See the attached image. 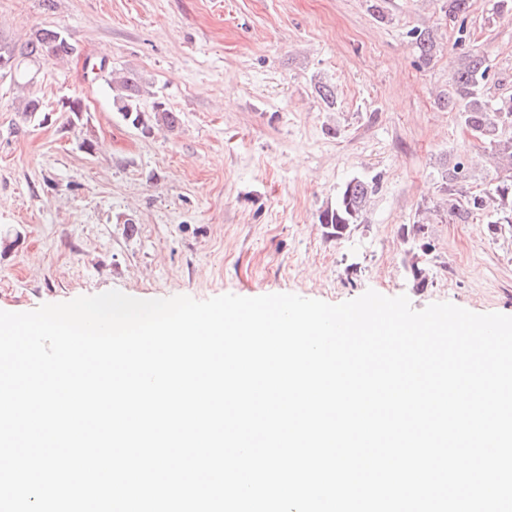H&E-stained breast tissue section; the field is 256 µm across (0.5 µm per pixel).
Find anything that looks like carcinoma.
Returning a JSON list of instances; mask_svg holds the SVG:
<instances>
[{
  "label": "carcinoma",
  "mask_w": 512,
  "mask_h": 512,
  "mask_svg": "<svg viewBox=\"0 0 512 512\" xmlns=\"http://www.w3.org/2000/svg\"><path fill=\"white\" fill-rule=\"evenodd\" d=\"M468 8L469 0H445V15L450 20L464 16ZM411 38L424 59L432 58L439 51V45L429 31L415 29ZM74 53L76 48L60 30L44 26L36 29L19 49L0 39V74H19L27 58H63ZM488 78L489 69L484 57L469 54L453 68L450 90L440 102L448 111L458 113L462 124L473 135L489 144L495 160L496 186L488 195L469 191V168L458 160L448 167L442 179L444 191L448 192L449 217L464 222L471 214L486 210L495 233L500 225L512 224V94L489 104L482 93ZM109 85L112 108L127 124L148 134L156 128L173 131L178 127L179 115L161 102L155 103L150 112L141 110L143 88L137 73L126 71L113 75ZM374 191V184L351 179L337 194L335 204L321 211L319 223L326 225L330 234L338 238L345 236L360 223L368 197Z\"/></svg>",
  "instance_id": "cac0c4a2"
}]
</instances>
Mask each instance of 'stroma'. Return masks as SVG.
Here are the masks:
<instances>
[{
  "mask_svg": "<svg viewBox=\"0 0 512 512\" xmlns=\"http://www.w3.org/2000/svg\"><path fill=\"white\" fill-rule=\"evenodd\" d=\"M494 3L470 0L460 44L443 0H0V38L52 26L78 48L28 63L26 87L0 78V310L113 289L332 304L371 289L417 310L512 315V226L490 231L482 213L452 222L441 178L463 158L471 191L492 187L489 148L437 99L473 51L489 67L486 99L512 93V15ZM414 28L438 42L431 61ZM111 69L136 72L142 108L164 102L179 126L145 134L122 121ZM27 95L48 121L24 120ZM75 96L86 110L71 127L62 103ZM86 137L93 153L78 147ZM353 178L378 190L337 238L318 216ZM418 221L426 253L409 236Z\"/></svg>",
  "mask_w": 512,
  "mask_h": 512,
  "instance_id": "35a3bbf8",
  "label": "stroma"
}]
</instances>
